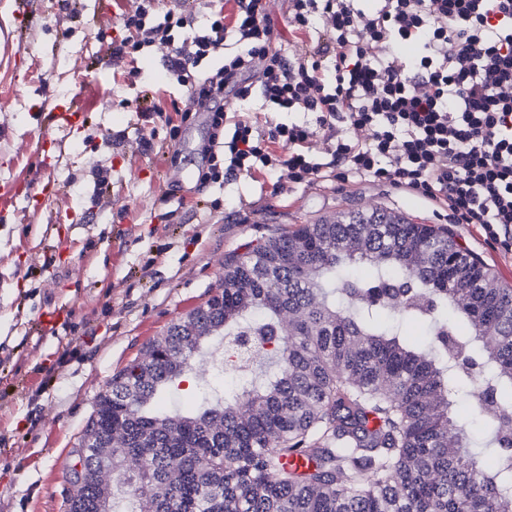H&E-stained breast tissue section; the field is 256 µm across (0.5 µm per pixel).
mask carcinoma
<instances>
[{"label": "carcinoma", "instance_id": "carcinoma-1", "mask_svg": "<svg viewBox=\"0 0 512 512\" xmlns=\"http://www.w3.org/2000/svg\"><path fill=\"white\" fill-rule=\"evenodd\" d=\"M144 357L94 402L67 512H512V289L444 230L270 236ZM226 368L245 378L224 386ZM189 377L194 410L158 407ZM471 393L476 435L456 414Z\"/></svg>", "mask_w": 512, "mask_h": 512}]
</instances>
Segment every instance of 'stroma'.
Instances as JSON below:
<instances>
[{
  "label": "stroma",
  "mask_w": 512,
  "mask_h": 512,
  "mask_svg": "<svg viewBox=\"0 0 512 512\" xmlns=\"http://www.w3.org/2000/svg\"><path fill=\"white\" fill-rule=\"evenodd\" d=\"M131 0H33L26 16L0 0V184L20 190L0 213V512H65L66 463L97 395L167 326L214 293L224 262L247 245L335 214L382 205L449 230L512 288V254L476 224L368 182L285 184L277 195L238 179L200 186L207 113L169 129L136 109L141 82L163 108L184 102L165 49L140 75L107 54ZM76 111L72 126L51 114ZM106 178V192L97 181ZM62 313L45 331L44 311Z\"/></svg>",
  "instance_id": "35a3bbf8"
}]
</instances>
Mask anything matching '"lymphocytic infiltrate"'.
I'll list each match as a JSON object with an SVG mask.
<instances>
[{
    "label": "lymphocytic infiltrate",
    "instance_id": "obj_1",
    "mask_svg": "<svg viewBox=\"0 0 512 512\" xmlns=\"http://www.w3.org/2000/svg\"><path fill=\"white\" fill-rule=\"evenodd\" d=\"M108 51L135 62L168 46L165 64L187 94L182 120L210 115L198 178L284 170L289 183H387L477 224L512 252V0H286L304 39L283 53L268 0L216 6L203 26L186 7L132 0ZM413 46L403 55L401 46ZM261 98L283 124L231 120L225 100Z\"/></svg>",
    "mask_w": 512,
    "mask_h": 512
}]
</instances>
